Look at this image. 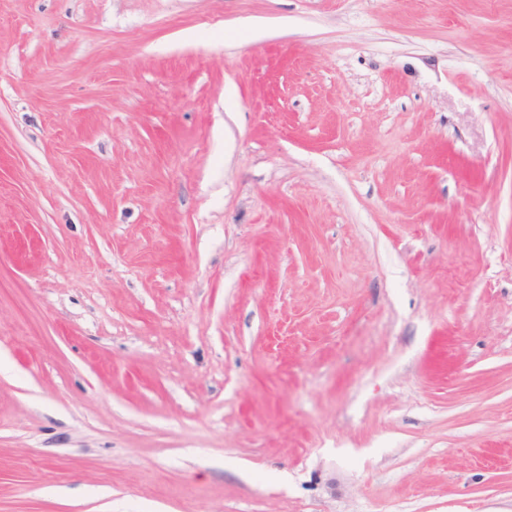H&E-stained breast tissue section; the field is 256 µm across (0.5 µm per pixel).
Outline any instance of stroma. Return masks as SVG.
I'll list each match as a JSON object with an SVG mask.
<instances>
[{
	"label": "stroma",
	"instance_id": "stroma-1",
	"mask_svg": "<svg viewBox=\"0 0 512 512\" xmlns=\"http://www.w3.org/2000/svg\"><path fill=\"white\" fill-rule=\"evenodd\" d=\"M0 512H512V0H0Z\"/></svg>",
	"mask_w": 512,
	"mask_h": 512
}]
</instances>
